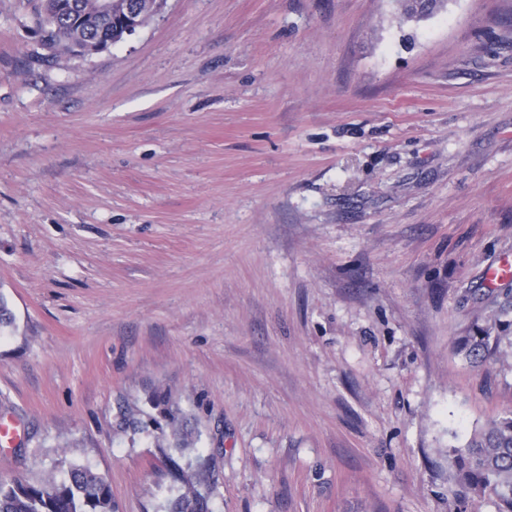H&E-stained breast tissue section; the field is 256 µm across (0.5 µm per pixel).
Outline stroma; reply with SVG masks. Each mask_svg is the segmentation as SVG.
I'll list each match as a JSON object with an SVG mask.
<instances>
[{"label":"stroma","mask_w":512,"mask_h":512,"mask_svg":"<svg viewBox=\"0 0 512 512\" xmlns=\"http://www.w3.org/2000/svg\"><path fill=\"white\" fill-rule=\"evenodd\" d=\"M35 5L0 0V479L165 512L177 408L212 512H494L448 451L512 412V0H166L88 59Z\"/></svg>","instance_id":"stroma-1"}]
</instances>
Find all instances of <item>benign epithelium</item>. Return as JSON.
Masks as SVG:
<instances>
[{
  "instance_id": "1",
  "label": "benign epithelium",
  "mask_w": 512,
  "mask_h": 512,
  "mask_svg": "<svg viewBox=\"0 0 512 512\" xmlns=\"http://www.w3.org/2000/svg\"><path fill=\"white\" fill-rule=\"evenodd\" d=\"M165 0H124L120 13L113 10V0H97L91 12L79 10L74 0H49L43 11V24L58 30L59 20L68 27L70 55L91 57L114 45L113 30L133 35L144 19L157 13Z\"/></svg>"
}]
</instances>
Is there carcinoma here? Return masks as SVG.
Masks as SVG:
<instances>
[{
  "instance_id": "cac0c4a2",
  "label": "carcinoma",
  "mask_w": 512,
  "mask_h": 512,
  "mask_svg": "<svg viewBox=\"0 0 512 512\" xmlns=\"http://www.w3.org/2000/svg\"><path fill=\"white\" fill-rule=\"evenodd\" d=\"M189 445L184 437L172 450L161 449L175 483L168 512H210L211 471L200 457L185 458ZM448 457L464 495L490 499L496 512H512V413L491 420ZM0 512H113L112 489L84 466L71 467L61 481L1 480Z\"/></svg>"
}]
</instances>
